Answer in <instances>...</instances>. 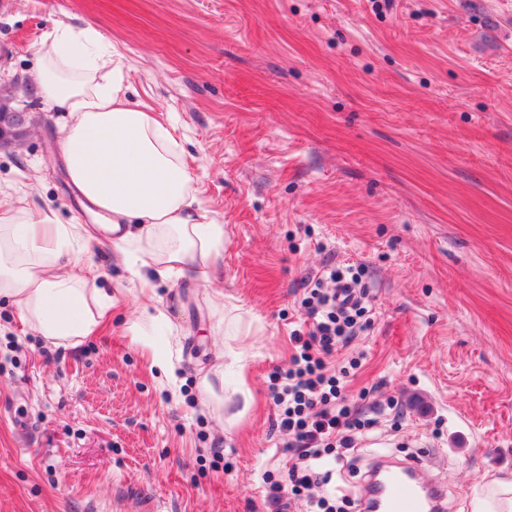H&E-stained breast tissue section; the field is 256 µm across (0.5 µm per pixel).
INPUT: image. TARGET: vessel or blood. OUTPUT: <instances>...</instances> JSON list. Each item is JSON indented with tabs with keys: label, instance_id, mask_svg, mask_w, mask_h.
<instances>
[{
	"label": "vessel or blood",
	"instance_id": "obj_1",
	"mask_svg": "<svg viewBox=\"0 0 512 512\" xmlns=\"http://www.w3.org/2000/svg\"><path fill=\"white\" fill-rule=\"evenodd\" d=\"M369 512H447L445 492L429 484L418 462L378 463L363 490Z\"/></svg>",
	"mask_w": 512,
	"mask_h": 512
}]
</instances>
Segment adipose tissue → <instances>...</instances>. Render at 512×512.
I'll return each mask as SVG.
<instances>
[{
  "label": "adipose tissue",
  "mask_w": 512,
  "mask_h": 512,
  "mask_svg": "<svg viewBox=\"0 0 512 512\" xmlns=\"http://www.w3.org/2000/svg\"><path fill=\"white\" fill-rule=\"evenodd\" d=\"M93 29L57 27L40 49L33 87L50 106L68 112L62 159L69 180L94 218L63 224L52 215L0 205V298L53 345H79L100 325L111 298L93 274L67 271L97 233L140 278L192 274L209 283L224 257V224L197 203V189L172 123L132 104L120 67H107ZM127 331L151 352L169 382L180 359L159 337L172 333L159 305L138 307ZM470 512H512V480L484 478L471 489Z\"/></svg>",
  "instance_id": "adipose-tissue-1"
}]
</instances>
